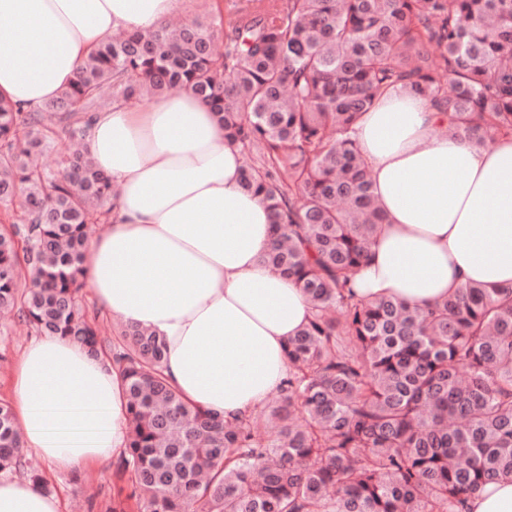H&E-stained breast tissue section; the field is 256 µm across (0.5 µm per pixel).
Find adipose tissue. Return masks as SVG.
I'll list each match as a JSON object with an SVG mask.
<instances>
[{"label":"adipose tissue","mask_w":512,"mask_h":512,"mask_svg":"<svg viewBox=\"0 0 512 512\" xmlns=\"http://www.w3.org/2000/svg\"><path fill=\"white\" fill-rule=\"evenodd\" d=\"M184 0H0V98L53 99L120 29L156 30ZM448 117L395 90L361 117L355 139L385 215L358 294L428 306L474 281L512 287V138H450ZM86 143L119 189L83 268L98 306L167 346L164 373L189 404L250 412L278 391L286 345L312 316L296 284L263 264L270 213L241 186L238 148L190 90L92 116ZM24 445L59 469L108 465L126 442L116 370L59 336L34 338L14 371ZM0 512H60L32 482L0 478Z\"/></svg>","instance_id":"adipose-tissue-1"}]
</instances>
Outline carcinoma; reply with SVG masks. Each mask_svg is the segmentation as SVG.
<instances>
[{"label":"carcinoma","mask_w":512,"mask_h":512,"mask_svg":"<svg viewBox=\"0 0 512 512\" xmlns=\"http://www.w3.org/2000/svg\"><path fill=\"white\" fill-rule=\"evenodd\" d=\"M208 23L120 30L37 108L0 102V312L38 335L109 352L124 386L129 488L106 512H463L512 478V288L468 282L432 306L365 299L354 275L384 223L354 139L401 89L448 113V134L512 136V0H227ZM192 90L254 155L242 187L267 205L264 261L313 315L286 347L279 392L232 422L165 378L164 341L102 336L82 301L89 226L119 191L85 145L105 105ZM63 134L79 147L46 166ZM0 401V472L23 471Z\"/></svg>","instance_id":"carcinoma-1"}]
</instances>
